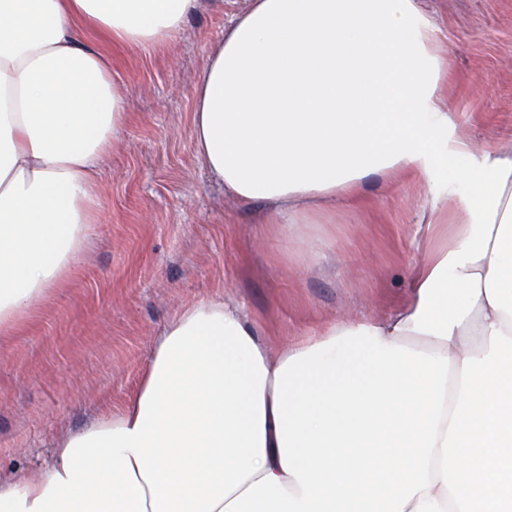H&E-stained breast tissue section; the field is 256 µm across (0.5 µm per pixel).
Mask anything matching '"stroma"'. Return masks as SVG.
I'll use <instances>...</instances> for the list:
<instances>
[{"mask_svg":"<svg viewBox=\"0 0 512 512\" xmlns=\"http://www.w3.org/2000/svg\"><path fill=\"white\" fill-rule=\"evenodd\" d=\"M448 59L442 93L459 137L512 150V0H417ZM248 0H205L182 34L153 51L109 45L128 122L100 164V218L71 280L0 335V468L32 475L59 435L133 395L162 326L215 297L241 308L272 347L333 321L387 316L411 301L430 245L428 186L397 172L354 203L313 216L300 239L243 207L195 158L194 89L209 48ZM323 240L318 261L308 247Z\"/></svg>","mask_w":512,"mask_h":512,"instance_id":"35a3bbf8","label":"stroma"}]
</instances>
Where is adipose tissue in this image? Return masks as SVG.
<instances>
[{"instance_id": "obj_1", "label": "adipose tissue", "mask_w": 512, "mask_h": 512, "mask_svg": "<svg viewBox=\"0 0 512 512\" xmlns=\"http://www.w3.org/2000/svg\"><path fill=\"white\" fill-rule=\"evenodd\" d=\"M203 0H0V334L71 278L127 91L92 34L161 50ZM415 0H250L194 91L200 165L281 233L408 171L462 215L412 303L278 349L218 298L163 327L134 395L66 434L0 512H512V155L458 138ZM427 426L415 461L362 452Z\"/></svg>"}]
</instances>
